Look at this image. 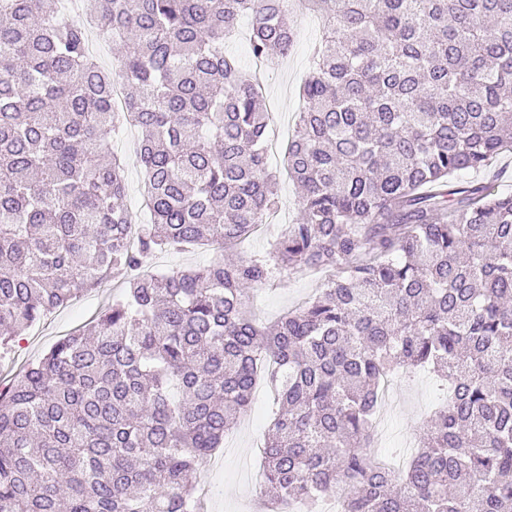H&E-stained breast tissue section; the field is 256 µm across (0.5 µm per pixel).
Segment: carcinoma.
I'll list each match as a JSON object with an SVG mask.
<instances>
[{"label":"carcinoma","mask_w":512,"mask_h":512,"mask_svg":"<svg viewBox=\"0 0 512 512\" xmlns=\"http://www.w3.org/2000/svg\"><path fill=\"white\" fill-rule=\"evenodd\" d=\"M118 56L89 55L62 0H0V348L111 274L93 325L0 390V512H197L191 475L251 410L266 512H512V194L459 172L512 151V0H305L324 35L288 176L300 217L265 256L225 260L279 203L264 97L224 39L284 58L291 0H85ZM140 133L150 218L124 204L108 140ZM214 247L154 272L163 249ZM332 273L256 322L274 270ZM448 384L408 466H379L390 379ZM249 50V27L248 21L244 19L233 37L225 42L224 52L236 57L243 71L248 72L244 66L252 68L253 65L246 64L244 55L250 56Z\"/></svg>","instance_id":"cac0c4a2"}]
</instances>
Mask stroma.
<instances>
[{
    "label": "stroma",
    "instance_id": "1",
    "mask_svg": "<svg viewBox=\"0 0 512 512\" xmlns=\"http://www.w3.org/2000/svg\"><path fill=\"white\" fill-rule=\"evenodd\" d=\"M296 39L289 55L273 64L264 79V99L270 112L269 134L295 128L302 107L299 88L309 72L312 51L321 36V22L312 16H295ZM138 132L132 127L116 129L110 139L112 152L125 169L128 210L142 221L147 212L142 206L145 197V175L136 153ZM277 171L280 210L269 224L262 227L236 250L244 256L263 255L272 251L287 225L298 218L299 191L296 184L280 173L276 158H269ZM324 280L315 271H281L268 282L252 289L254 315L257 322L275 321L283 313L301 305L315 295ZM121 277H110L98 288L70 301L35 326L14 337L10 351L0 358V381L10 382L30 362L38 360L74 328L90 322L100 308L121 291ZM446 401V389L432 374L418 371L391 382L378 409L384 421L379 436L378 453L393 467H403L412 448L418 447L426 424ZM276 404L270 385L260 384L254 392L252 411L240 418L224 439V447L204 460L193 475L198 487L207 492L206 512H262L263 481H252L253 470L262 468V447L275 416Z\"/></svg>",
    "mask_w": 512,
    "mask_h": 512
}]
</instances>
